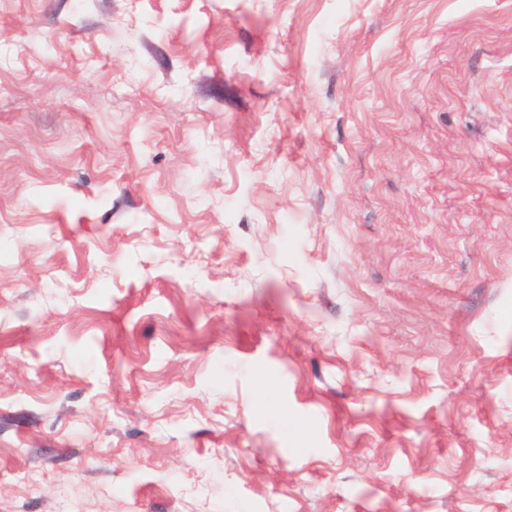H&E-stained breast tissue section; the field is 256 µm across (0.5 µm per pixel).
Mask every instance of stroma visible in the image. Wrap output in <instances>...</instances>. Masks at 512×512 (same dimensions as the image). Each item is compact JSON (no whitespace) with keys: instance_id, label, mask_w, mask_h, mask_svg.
Instances as JSON below:
<instances>
[{"instance_id":"obj_1","label":"stroma","mask_w":512,"mask_h":512,"mask_svg":"<svg viewBox=\"0 0 512 512\" xmlns=\"http://www.w3.org/2000/svg\"><path fill=\"white\" fill-rule=\"evenodd\" d=\"M0 512H512V0H0Z\"/></svg>"}]
</instances>
